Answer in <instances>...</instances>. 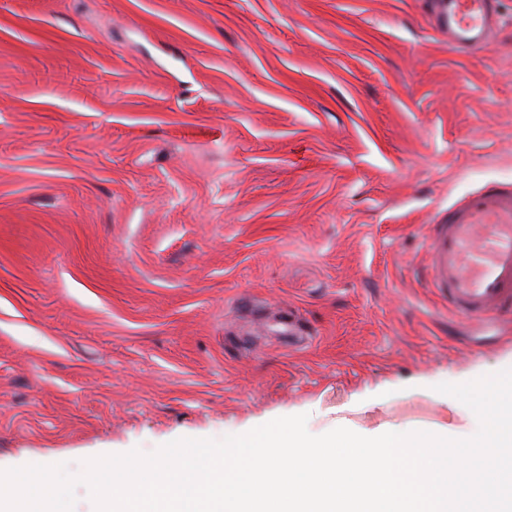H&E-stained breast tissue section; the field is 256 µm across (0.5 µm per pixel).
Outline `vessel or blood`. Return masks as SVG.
<instances>
[{
    "mask_svg": "<svg viewBox=\"0 0 512 512\" xmlns=\"http://www.w3.org/2000/svg\"><path fill=\"white\" fill-rule=\"evenodd\" d=\"M497 0H433L452 48L489 43ZM426 285L457 317L489 323L512 313V190L487 186L449 207L425 233Z\"/></svg>",
    "mask_w": 512,
    "mask_h": 512,
    "instance_id": "b4317fda",
    "label": "vessel or blood"
}]
</instances>
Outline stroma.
<instances>
[{"mask_svg": "<svg viewBox=\"0 0 512 512\" xmlns=\"http://www.w3.org/2000/svg\"><path fill=\"white\" fill-rule=\"evenodd\" d=\"M453 52L429 0H0V469L307 414L472 427L436 392L512 332L423 238L512 189V0Z\"/></svg>", "mask_w": 512, "mask_h": 512, "instance_id": "1", "label": "stroma"}]
</instances>
